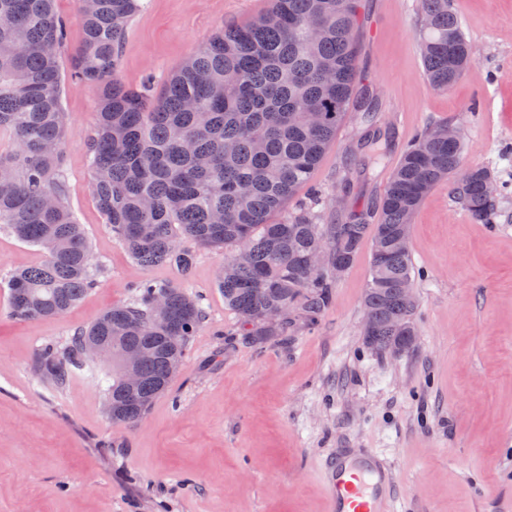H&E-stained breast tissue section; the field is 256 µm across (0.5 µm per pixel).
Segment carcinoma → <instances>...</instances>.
<instances>
[{
  "instance_id": "1",
  "label": "carcinoma",
  "mask_w": 512,
  "mask_h": 512,
  "mask_svg": "<svg viewBox=\"0 0 512 512\" xmlns=\"http://www.w3.org/2000/svg\"><path fill=\"white\" fill-rule=\"evenodd\" d=\"M139 0H96L82 15L76 76L95 93L96 124L88 143L93 191L118 244L143 267L170 264L186 273L195 254L189 241L211 248L245 245L248 259L217 286L224 307L251 326L263 346L293 322L315 324L332 301L335 279L310 270L307 257L327 250L328 265L349 267L370 242L364 311L372 318L366 346L378 355L414 322L417 304L401 293L414 279L409 250L375 246L408 223L441 182L477 224H495L500 196L489 170L463 164V138L443 125L425 128L406 146L378 205L335 224L320 223L310 205L283 219L307 184L347 114L367 130L358 144L363 162L387 144L373 91L359 85V0H271L243 25H228L179 63L157 96L117 76L119 50ZM424 73L447 91L471 61L450 0H420ZM65 24L55 0H0V133L15 149L0 154V224L45 252L42 263L9 279L10 315L52 319L74 308L100 273L82 225L67 203L62 171L66 133L60 48ZM318 112L316 123L307 113ZM167 295L170 313L153 307ZM279 309L275 323L266 320ZM205 319L199 300L175 283L146 281L133 299L69 336L44 345L37 371L64 386L85 366L84 349L97 345L112 362L105 406L114 424L133 426L166 392L176 365ZM143 352L136 392L123 383L121 353Z\"/></svg>"
}]
</instances>
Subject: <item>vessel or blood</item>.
<instances>
[{"label": "vessel or blood", "instance_id": "vessel-or-blood-1", "mask_svg": "<svg viewBox=\"0 0 512 512\" xmlns=\"http://www.w3.org/2000/svg\"><path fill=\"white\" fill-rule=\"evenodd\" d=\"M325 478L330 512H394L395 467L372 449L337 450Z\"/></svg>", "mask_w": 512, "mask_h": 512}]
</instances>
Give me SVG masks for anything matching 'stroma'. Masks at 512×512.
<instances>
[{
  "instance_id": "stroma-1",
  "label": "stroma",
  "mask_w": 512,
  "mask_h": 512,
  "mask_svg": "<svg viewBox=\"0 0 512 512\" xmlns=\"http://www.w3.org/2000/svg\"><path fill=\"white\" fill-rule=\"evenodd\" d=\"M119 54L118 76L160 92L172 70L230 24L270 0H142ZM476 58L448 92L424 75L419 0H361L360 67L395 143L372 168L338 173L365 128L348 122L295 202L319 191L322 223L382 197L405 145L450 122L463 162L512 182V0H451ZM67 38L60 53L68 203L102 268L83 301L56 319L9 313L14 269L40 247L0 226V512H323L321 466L335 448H372L397 469V512H512V191L498 224H476L447 184L411 226L417 336L396 356L366 348L363 295L370 251L335 282L317 325L289 328L262 347L224 307L220 249L195 248L188 273L137 264L116 242L91 190L87 143L97 100L72 60L83 36L76 0H56ZM174 282L201 300L207 321L165 395L134 426L112 424L104 391L112 372L91 361L64 387L39 375L41 346L129 301L141 281Z\"/></svg>"
}]
</instances>
